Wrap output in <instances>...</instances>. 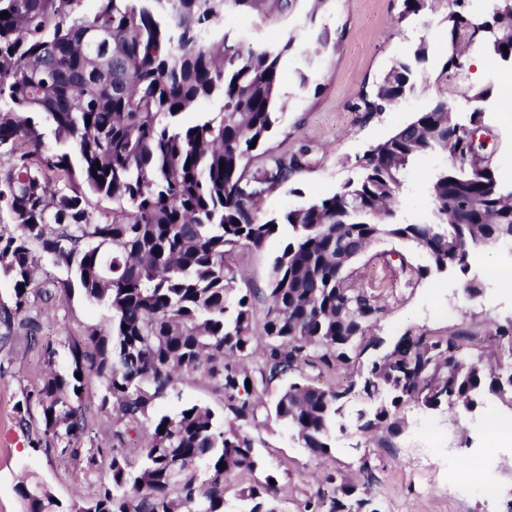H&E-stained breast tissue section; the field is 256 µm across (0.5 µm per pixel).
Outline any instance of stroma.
<instances>
[{"instance_id": "stroma-1", "label": "stroma", "mask_w": 512, "mask_h": 512, "mask_svg": "<svg viewBox=\"0 0 512 512\" xmlns=\"http://www.w3.org/2000/svg\"><path fill=\"white\" fill-rule=\"evenodd\" d=\"M403 0H249L247 6L227 0L223 27L243 47L272 45L294 38L295 48L280 62L281 83L277 122L266 143L270 153L298 156L300 166L289 180L264 197L262 211L275 214L300 207L312 199L332 194L355 176L358 156L399 127L427 111L438 99H446L460 122H467L475 90L489 89L483 102V125L489 136L485 152L499 179L512 187V64L499 62L480 36L462 31L469 67L462 78L444 71L446 9L437 6L428 19L400 20ZM430 45L426 64L428 79L396 106L373 116L354 111L362 89L371 87L391 66L408 57L419 41ZM443 155L413 162L407 169L404 196L398 214L412 221L431 208L429 187L444 165ZM288 241L287 231L271 237L259 250L234 247L225 255L238 288L266 290L272 263ZM415 265L425 256L415 246L396 241L373 243L349 266L356 283L375 295L385 308L378 332L389 339L406 330H426L437 336L466 333L476 352L497 351L512 358L507 349H493L488 338L496 323L512 318V281L484 282L483 271L494 265H512V250L503 245L474 251L467 272L431 274L416 286H408L400 270L399 256ZM65 267L38 257L35 285L55 292L51 303L32 299L25 316L37 327L38 344L25 338L21 316L14 313L11 279L0 273V512H21L16 484L26 474L46 482L54 494L67 502L91 498L95 483L81 479L77 465L53 450H33L31 442L42 431L39 413L20 420L16 404L26 392L42 384L46 371L44 348L57 351L54 367H67V342L107 327L111 312L89 302L78 289L68 287ZM483 281L481 297L467 299V281ZM178 397L156 402L157 411L169 413L184 404L209 407L224 413V395L216 384L199 375L184 377ZM260 460L245 480L225 484L229 508H237L242 482L261 483L275 476L281 488V512H300L303 501L325 489L324 478L354 481L362 462H369L376 482L373 493L381 512H512V453L499 458L489 476L507 487L498 499L481 492L460 497L448 488V462L466 461L467 451L458 445L448 414L408 413V425L392 437L387 448L372 443L351 448L348 439L336 441L327 454L310 455L297 447L287 427L275 419L248 424Z\"/></svg>"}]
</instances>
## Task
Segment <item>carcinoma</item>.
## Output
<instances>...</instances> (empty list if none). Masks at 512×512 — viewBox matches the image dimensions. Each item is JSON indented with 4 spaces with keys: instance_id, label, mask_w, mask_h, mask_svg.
<instances>
[{
    "instance_id": "obj_1",
    "label": "carcinoma",
    "mask_w": 512,
    "mask_h": 512,
    "mask_svg": "<svg viewBox=\"0 0 512 512\" xmlns=\"http://www.w3.org/2000/svg\"><path fill=\"white\" fill-rule=\"evenodd\" d=\"M0 0V212L19 233H0V271L13 281L15 312L28 308L32 245L65 267L85 297L112 312L98 335L67 343L68 368L50 369L18 401L19 420L39 410L34 448L53 449L96 478L93 497L61 502L39 478H23V512H228L224 480L259 464L242 424L274 416L299 447L319 456L336 436L374 439L407 426L406 408L472 412L482 397L512 409V383L492 354L463 349L465 336L407 330L387 344L374 332L385 307L355 285L347 263L387 237L425 253L426 266L400 257L417 284L432 272L464 271L475 248L495 236L512 243V189L480 158L467 127L439 101L356 159V178L334 194L273 216L263 198L299 159L275 155L268 139L280 100V60L293 39L243 51L219 33L226 0ZM434 0H403L400 20ZM445 65L464 72L457 41L470 27L494 56L512 57V0H493L475 23L465 0H446ZM508 51H503V46ZM420 41L370 89L355 110L368 116L405 99L426 78ZM218 97V111L191 125L180 115ZM51 131L56 146L47 144ZM441 151L447 163L429 188L427 218L398 219L403 172ZM112 200L95 212L92 198ZM477 198V209L459 205ZM286 225L292 234L273 262L262 324L256 294L235 287L225 247L260 249ZM24 290H19V287ZM374 356L344 388L312 383ZM81 377H76V373ZM204 373L224 393V418L199 404L155 414L179 376ZM103 388L112 445L83 446L86 381ZM288 378L273 409L261 395ZM251 387H246V382ZM192 416H187V413ZM357 484L319 490L302 512H380L369 461ZM239 489L237 512H279L278 485Z\"/></svg>"
}]
</instances>
